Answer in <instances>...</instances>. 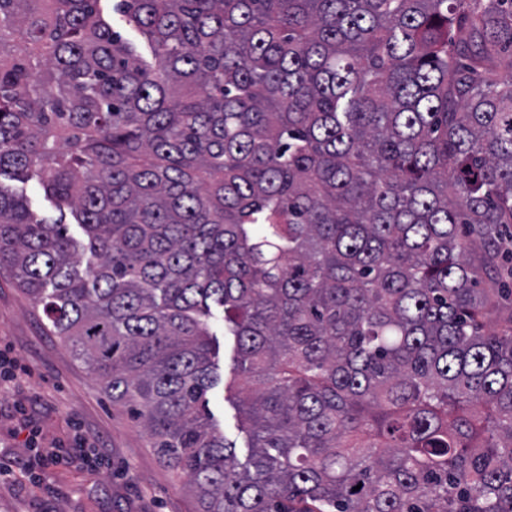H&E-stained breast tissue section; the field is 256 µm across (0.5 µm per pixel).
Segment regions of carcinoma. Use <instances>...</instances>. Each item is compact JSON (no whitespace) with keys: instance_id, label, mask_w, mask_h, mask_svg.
Returning <instances> with one entry per match:
<instances>
[{"instance_id":"carcinoma-1","label":"carcinoma","mask_w":512,"mask_h":512,"mask_svg":"<svg viewBox=\"0 0 512 512\" xmlns=\"http://www.w3.org/2000/svg\"><path fill=\"white\" fill-rule=\"evenodd\" d=\"M100 2L0 0V275L200 512H512V0ZM112 3L114 2H111V0L101 2V8L104 16L111 23L112 29L119 32L126 40L139 44L144 50H146V52L149 53V48L145 43H143V39L140 34L125 22L121 14L114 11V9L112 10ZM7 183L11 184L19 193L22 192L29 200L32 209L38 212L39 215L51 219L60 218L59 213L36 191L34 180L25 183L7 181ZM214 317L211 323V336L215 352V363L218 374L221 377L219 383L208 392L209 410L216 428L229 441L236 442V453L240 462H244L248 448L246 446L245 433L241 432L240 415L233 397L224 390V383L233 377L235 367V341L233 336L224 335L223 313L213 311Z\"/></svg>"}]
</instances>
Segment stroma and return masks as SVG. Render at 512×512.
Masks as SVG:
<instances>
[{
	"label": "stroma",
	"instance_id": "35a3bbf8",
	"mask_svg": "<svg viewBox=\"0 0 512 512\" xmlns=\"http://www.w3.org/2000/svg\"><path fill=\"white\" fill-rule=\"evenodd\" d=\"M211 331L222 379L208 393L216 428L246 459L240 415L223 383L233 376L235 341L222 313ZM0 349L24 371L0 394V512H199L186 480L158 460L141 424L112 404L95 375L44 326L31 300L9 276H0ZM97 438L111 471L77 468L60 460L40 471L36 448H72L77 432Z\"/></svg>",
	"mask_w": 512,
	"mask_h": 512
}]
</instances>
